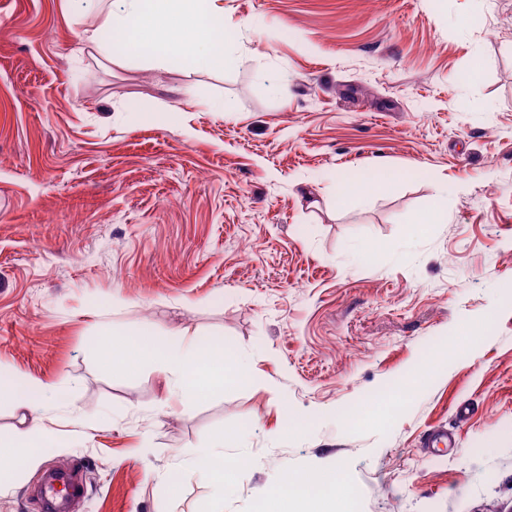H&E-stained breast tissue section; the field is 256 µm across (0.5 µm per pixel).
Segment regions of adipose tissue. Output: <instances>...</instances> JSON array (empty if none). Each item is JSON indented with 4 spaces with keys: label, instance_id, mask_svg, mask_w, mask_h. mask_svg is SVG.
<instances>
[{
    "label": "adipose tissue",
    "instance_id": "adipose-tissue-1",
    "mask_svg": "<svg viewBox=\"0 0 512 512\" xmlns=\"http://www.w3.org/2000/svg\"><path fill=\"white\" fill-rule=\"evenodd\" d=\"M75 19L97 17V24L83 28L81 38L105 60L145 48L162 47L164 53H184L200 69L223 67L225 57L217 48L224 23L220 0H207L206 14H199L198 0H66ZM154 364L175 392L201 398L223 389L225 382L243 379L248 368L243 361L216 356L199 346L188 330H178L171 343L158 349ZM223 438L211 450L189 458L193 473L206 478L216 493L235 483L241 469L224 463Z\"/></svg>",
    "mask_w": 512,
    "mask_h": 512
}]
</instances>
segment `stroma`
I'll list each match as a JSON object with an SVG mask.
<instances>
[{"label": "stroma", "instance_id": "1", "mask_svg": "<svg viewBox=\"0 0 512 512\" xmlns=\"http://www.w3.org/2000/svg\"><path fill=\"white\" fill-rule=\"evenodd\" d=\"M64 2L0 0V441L39 453L0 512L72 463L81 512H257L333 468L293 512H512V0H222L209 71L81 50ZM176 327L248 379L171 393ZM219 435L252 462L220 503L180 467ZM342 482V476L338 470L327 472L317 481H308L304 477L284 475L278 487L263 494L265 506L263 512H288V500L299 497L297 491L300 487L311 484L331 492Z\"/></svg>", "mask_w": 512, "mask_h": 512}]
</instances>
